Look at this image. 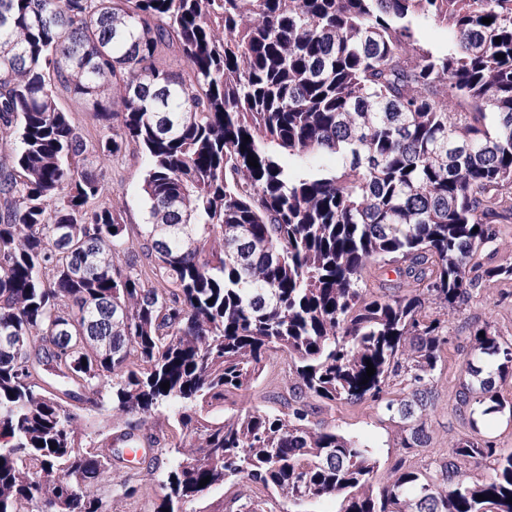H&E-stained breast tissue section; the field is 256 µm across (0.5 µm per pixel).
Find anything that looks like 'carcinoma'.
<instances>
[{
    "mask_svg": "<svg viewBox=\"0 0 512 512\" xmlns=\"http://www.w3.org/2000/svg\"><path fill=\"white\" fill-rule=\"evenodd\" d=\"M428 24L446 50L421 41ZM170 49L187 72L160 65ZM0 130V512H110L92 487L123 452L90 439L83 403L103 429L138 416L130 443L170 412L182 440L157 512L244 480L278 499L210 512L341 494L343 512H512V450L479 429L435 473L399 466L376 490L368 446L309 403L370 401L425 447L448 343L426 305L457 312L512 280L481 262L512 219V0H0ZM130 148L146 163L135 244L106 202L105 163ZM381 264L410 293L367 288ZM470 336L506 377L512 346L487 324ZM278 351L299 380L288 411L237 407ZM481 373L468 362L456 410L512 415ZM487 458L488 479L458 480ZM61 106L71 111L80 132L88 140H95L100 134V127L89 112H83V108L75 100L64 98L60 101Z\"/></svg>",
    "mask_w": 512,
    "mask_h": 512,
    "instance_id": "carcinoma-1",
    "label": "carcinoma"
}]
</instances>
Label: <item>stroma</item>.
I'll use <instances>...</instances> for the list:
<instances>
[{
    "instance_id": "1",
    "label": "stroma",
    "mask_w": 512,
    "mask_h": 512,
    "mask_svg": "<svg viewBox=\"0 0 512 512\" xmlns=\"http://www.w3.org/2000/svg\"><path fill=\"white\" fill-rule=\"evenodd\" d=\"M111 200L123 207L127 232L138 240L146 223V203L142 191L145 168L140 158L125 154L109 162ZM490 324L503 339L512 341V281L486 283L472 291L461 312L448 317V343L441 352L435 372L437 398L427 416L430 441L427 447L406 450L400 446L401 429L397 421L370 403L333 404L321 418L326 426L369 445L377 459L375 484L386 483L396 462L410 468L435 467L448 458L454 443L469 436L473 429L493 440L498 449L512 450V418L505 414L478 417L476 422L460 417L452 397L463 378L466 363L473 354L469 329L475 324ZM288 380V358L278 353L268 357L265 369L244 400L270 413L284 410L281 395ZM114 477L102 479L98 494L107 496L111 512H154L163 491L164 469L152 468L148 460L123 462L114 469ZM134 486L135 495H126L124 485Z\"/></svg>"
}]
</instances>
